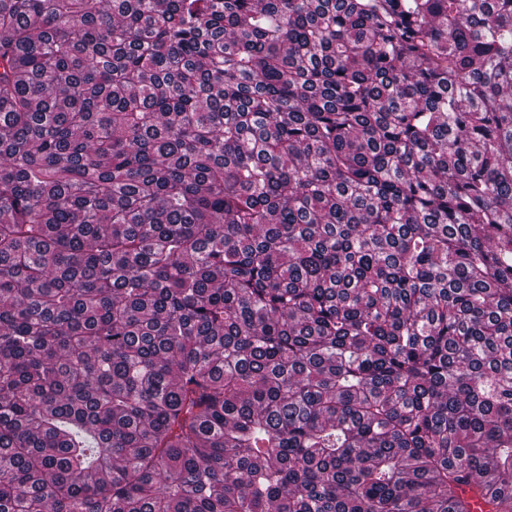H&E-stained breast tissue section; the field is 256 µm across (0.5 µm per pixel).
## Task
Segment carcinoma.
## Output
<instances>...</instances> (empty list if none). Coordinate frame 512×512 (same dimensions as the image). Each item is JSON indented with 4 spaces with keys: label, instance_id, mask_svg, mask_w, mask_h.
I'll return each instance as SVG.
<instances>
[{
    "label": "carcinoma",
    "instance_id": "cac0c4a2",
    "mask_svg": "<svg viewBox=\"0 0 512 512\" xmlns=\"http://www.w3.org/2000/svg\"><path fill=\"white\" fill-rule=\"evenodd\" d=\"M512 512V0H0V512Z\"/></svg>",
    "mask_w": 512,
    "mask_h": 512
}]
</instances>
